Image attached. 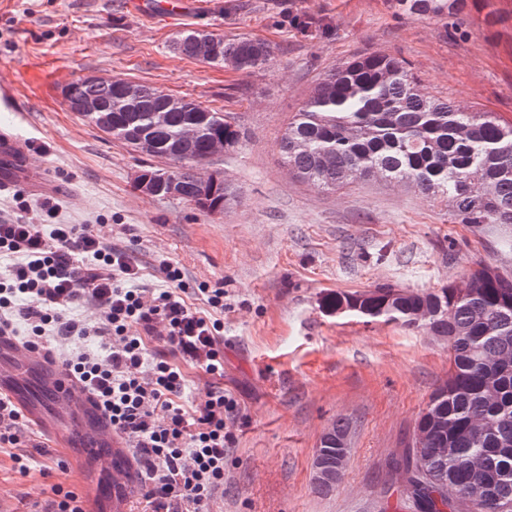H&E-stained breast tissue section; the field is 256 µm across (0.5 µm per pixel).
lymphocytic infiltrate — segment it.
<instances>
[{
    "label": "lymphocytic infiltrate",
    "instance_id": "lymphocytic-infiltrate-1",
    "mask_svg": "<svg viewBox=\"0 0 512 512\" xmlns=\"http://www.w3.org/2000/svg\"><path fill=\"white\" fill-rule=\"evenodd\" d=\"M2 256L12 263L0 272V335L22 326L28 345L97 342L99 353L60 363L131 448L147 512H214L238 410L219 384L223 288L190 289L181 268L165 260V287H146L131 253L85 225L0 220ZM78 306L97 310V321L72 318ZM193 369L212 383L188 403L183 393Z\"/></svg>",
    "mask_w": 512,
    "mask_h": 512
}]
</instances>
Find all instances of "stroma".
I'll use <instances>...</instances> for the list:
<instances>
[{
	"label": "stroma",
	"instance_id": "1",
	"mask_svg": "<svg viewBox=\"0 0 512 512\" xmlns=\"http://www.w3.org/2000/svg\"><path fill=\"white\" fill-rule=\"evenodd\" d=\"M129 0H0V81L14 109L0 125L26 142L54 188L0 195V217L87 224L142 265L165 259L190 283L224 288V388L240 404L224 459L219 512H410L391 469L435 386L448 344L383 319L336 313L329 292L389 284L432 291L482 265L512 273V224H455L444 205L382 181L336 192L293 178L278 142L317 78L364 52L409 60L423 88L512 121V0H467L462 12L409 15L392 0H203L182 14L139 15ZM311 21L310 34L284 12ZM200 29L270 43L271 66L244 77L173 49ZM147 83L236 117L243 138L217 160L234 188L209 213L136 187L148 164L71 112L65 86L79 78ZM13 391L35 405L59 441L31 449L20 475L0 450V512H46L55 486L88 512L112 478L108 457L84 463L73 411L44 403L37 374ZM348 426L349 463L320 493L312 461L325 430Z\"/></svg>",
	"mask_w": 512,
	"mask_h": 512
}]
</instances>
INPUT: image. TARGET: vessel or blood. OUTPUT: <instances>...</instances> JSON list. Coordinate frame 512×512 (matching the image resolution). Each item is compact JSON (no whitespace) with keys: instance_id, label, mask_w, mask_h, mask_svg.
I'll return each instance as SVG.
<instances>
[{"instance_id":"1","label":"vessel or blood","mask_w":512,"mask_h":512,"mask_svg":"<svg viewBox=\"0 0 512 512\" xmlns=\"http://www.w3.org/2000/svg\"><path fill=\"white\" fill-rule=\"evenodd\" d=\"M27 183L30 191L44 193L51 183L47 177H34L25 160V148L15 136L0 134V193L14 189L19 183ZM0 353L14 363L33 368H48L51 375L50 394L56 406L68 408L82 407L85 411L82 430L85 434L86 453L95 457L101 453L113 454L115 458L114 477L117 484H131L135 481V471L129 450L122 439L114 436L100 420L93 406V398L76 379L44 350L25 346L11 336L0 335Z\"/></svg>"}]
</instances>
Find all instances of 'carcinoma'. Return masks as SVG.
Listing matches in <instances>:
<instances>
[{
  "mask_svg": "<svg viewBox=\"0 0 512 512\" xmlns=\"http://www.w3.org/2000/svg\"><path fill=\"white\" fill-rule=\"evenodd\" d=\"M466 0H396L417 16L446 15ZM182 56L227 65L244 76L269 65V43L226 39L188 30L174 42ZM124 85L130 106L112 110L123 131L145 130L157 142L148 152L180 179L182 200L204 211L224 208L231 186L202 187L212 164L209 144L230 152L241 132L234 117L183 100L172 108L158 89L131 81L75 80L67 105L114 102ZM167 112L163 127L146 116ZM198 126L202 133L188 136ZM280 160L299 181L328 190L366 179L404 184L445 204L458 224H512V123L487 110L462 108L423 92L408 60L397 54H359L325 73L279 141ZM327 307L422 329L448 341V375L432 391L416 430L393 461L416 512H512V275L484 265L461 283L432 291L380 285L329 294Z\"/></svg>",
  "mask_w": 512,
  "mask_h": 512,
  "instance_id": "1",
  "label": "carcinoma"
}]
</instances>
